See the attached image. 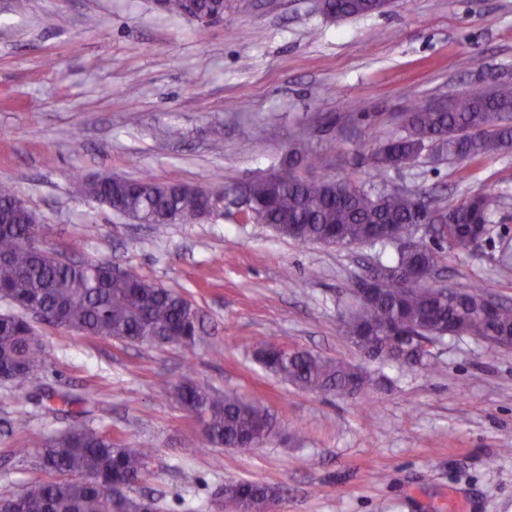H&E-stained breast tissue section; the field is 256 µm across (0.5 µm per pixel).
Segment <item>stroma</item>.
Here are the masks:
<instances>
[{"instance_id":"35a3bbf8","label":"stroma","mask_w":512,"mask_h":512,"mask_svg":"<svg viewBox=\"0 0 512 512\" xmlns=\"http://www.w3.org/2000/svg\"><path fill=\"white\" fill-rule=\"evenodd\" d=\"M496 81L512 83V0H396L345 20L314 0H228L223 24L204 30L153 0H0V184L39 215L44 248L134 267L203 318L190 346L36 322L43 367L0 383V495L36 477L30 453L45 438L85 424L154 449L150 477L127 493L153 496L158 512H218L233 481L279 489L277 512H512V346L448 337L427 368L367 359L344 320L354 283L393 248L294 242L241 220L235 194L302 145L322 158L305 178L407 189L442 208L497 196L486 237L444 244L438 280L512 303V268L497 262L512 246V154L423 155L374 179L367 167L414 104ZM143 173L229 197L159 233L75 187ZM268 345L344 360L371 382L343 397L304 391L257 362ZM187 379L264 400L274 433L248 452L205 447L175 396Z\"/></svg>"}]
</instances>
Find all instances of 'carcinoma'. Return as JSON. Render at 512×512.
I'll list each match as a JSON object with an SVG mask.
<instances>
[{
	"label": "carcinoma",
	"mask_w": 512,
	"mask_h": 512,
	"mask_svg": "<svg viewBox=\"0 0 512 512\" xmlns=\"http://www.w3.org/2000/svg\"><path fill=\"white\" fill-rule=\"evenodd\" d=\"M157 7L205 30L224 18L225 0H156ZM323 16L345 19L380 11L378 0H323ZM498 113L512 118V84L497 83L487 92L462 96L449 105L420 104L407 114L405 133L373 149L367 156L370 174L397 168L429 150L436 156L475 162L489 154L512 152V123L489 125ZM308 159L298 147L288 153L276 180L255 179L250 192L251 214L278 235L299 243H323L336 236L346 247L366 244L393 228L409 238L411 250L396 249L381 267L397 272L377 286L374 296L360 300L346 321V333L369 359L407 361L428 366L414 339L473 336L491 345L508 344L512 336V305L499 304L493 318L484 315V295L477 289L428 287L442 258V245L418 235L422 220L419 199L409 192H372L344 178H304L296 167ZM79 192L93 200L161 228L196 218L204 189L193 192L178 182H160L149 175L114 183L110 179L75 177ZM497 199L474 195L442 210L448 218L447 240L468 246L486 229ZM39 216L32 212L11 223H0V297L18 309L0 314V376L12 383L28 381L42 366L46 349L24 315L35 303L60 317V327L83 336L131 344H159L174 333L194 343L201 315L179 292L165 288L134 270L112 276L103 262L61 264L39 245ZM261 364L281 380L313 393L351 395L370 382L362 368L303 350L264 352ZM181 406L204 423L205 444L233 448L242 438L258 435L256 426L271 418L259 399L216 393L191 383L180 386ZM154 450L135 440L115 443L100 429L74 426L41 444L37 457L41 477L16 495L0 497V512H157L148 497H107L105 483L117 479L132 485L150 476ZM277 496L269 486L230 482L224 488V512H264Z\"/></svg>",
	"instance_id": "1"
}]
</instances>
